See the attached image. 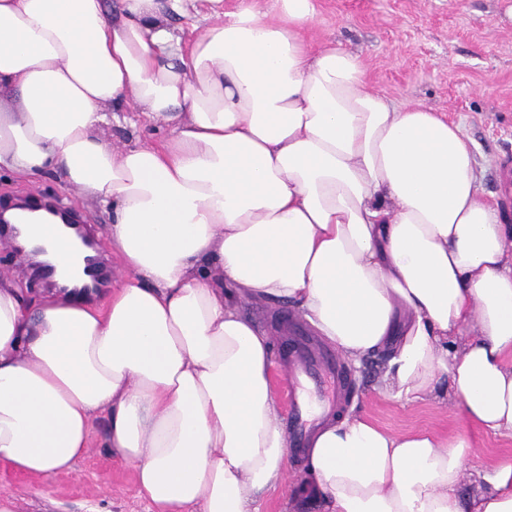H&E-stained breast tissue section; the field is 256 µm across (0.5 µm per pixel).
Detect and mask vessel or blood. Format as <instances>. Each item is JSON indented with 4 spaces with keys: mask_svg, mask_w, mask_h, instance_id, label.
Listing matches in <instances>:
<instances>
[{
    "mask_svg": "<svg viewBox=\"0 0 512 512\" xmlns=\"http://www.w3.org/2000/svg\"><path fill=\"white\" fill-rule=\"evenodd\" d=\"M288 441L302 454L348 381L343 362L327 346L297 329L288 338Z\"/></svg>",
    "mask_w": 512,
    "mask_h": 512,
    "instance_id": "b4317fda",
    "label": "vessel or blood"
}]
</instances>
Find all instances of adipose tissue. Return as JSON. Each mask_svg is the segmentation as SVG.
Masks as SVG:
<instances>
[{
	"label": "adipose tissue",
	"mask_w": 512,
	"mask_h": 512,
	"mask_svg": "<svg viewBox=\"0 0 512 512\" xmlns=\"http://www.w3.org/2000/svg\"><path fill=\"white\" fill-rule=\"evenodd\" d=\"M207 24L183 45L166 24ZM317 0H0V172L60 169L112 207L107 294L26 297L0 279V460L49 476L94 419L155 512H261L288 436L269 334L242 297L301 308L413 403L448 382L465 421L512 435V225L482 201L470 138L310 47ZM136 107L167 140L100 134ZM472 444L360 414L314 434L295 495L329 512H512V457L459 493Z\"/></svg>",
	"instance_id": "adipose-tissue-1"
}]
</instances>
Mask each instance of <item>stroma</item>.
Listing matches in <instances>:
<instances>
[{"instance_id": "stroma-1", "label": "stroma", "mask_w": 512, "mask_h": 512, "mask_svg": "<svg viewBox=\"0 0 512 512\" xmlns=\"http://www.w3.org/2000/svg\"><path fill=\"white\" fill-rule=\"evenodd\" d=\"M306 38L314 47L336 41L357 53L370 86L395 105L424 106L460 123L474 145L481 196L497 203L500 162L512 153V0H319V20ZM136 120L134 111L127 110L105 126L114 150L139 140L157 142L170 132L163 124L136 130ZM52 194L69 195L101 241L106 270L120 276L119 260L105 241L111 209L70 194L60 172L31 184L0 173L1 198ZM240 308L272 339L274 394L280 408H287V322L302 315L275 300H244ZM382 360L378 353L346 362L350 386L344 411L364 414L393 433L431 428L449 437L464 427L454 397L431 395L405 403L381 394L376 384ZM468 429L472 450L460 490L469 496L476 491L479 470L512 456V437L474 425ZM105 439V424L95 422L89 453L72 470L51 476L27 475L0 461V498L12 500L16 512H153L139 494L133 466L111 456ZM302 467V460L289 458L282 484L266 495L262 512H325L323 505L294 498Z\"/></svg>"}]
</instances>
